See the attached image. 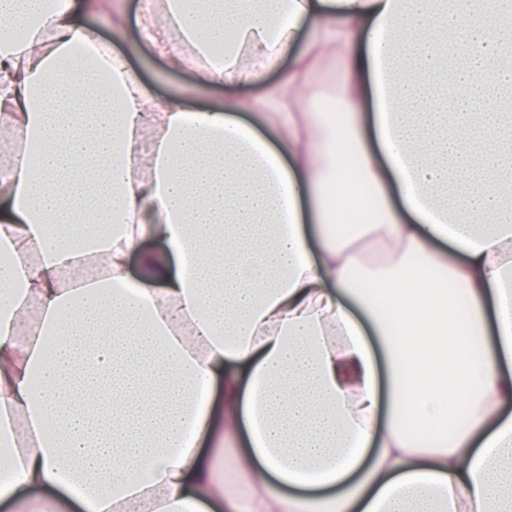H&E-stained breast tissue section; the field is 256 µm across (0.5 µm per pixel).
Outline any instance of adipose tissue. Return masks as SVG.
<instances>
[{
    "mask_svg": "<svg viewBox=\"0 0 512 512\" xmlns=\"http://www.w3.org/2000/svg\"><path fill=\"white\" fill-rule=\"evenodd\" d=\"M99 3L0 0V120L39 145L0 171V501L512 512V0H141L198 95L305 43L203 112L75 23ZM323 50L339 125L307 91ZM351 170L369 220L343 226ZM279 76L278 70L270 71L264 84L229 87L224 85H215L201 96H192L188 98L187 106L190 109H207L213 105L232 97H247L259 99L265 92V88L274 83Z\"/></svg>",
    "mask_w": 512,
    "mask_h": 512,
    "instance_id": "1",
    "label": "adipose tissue"
}]
</instances>
